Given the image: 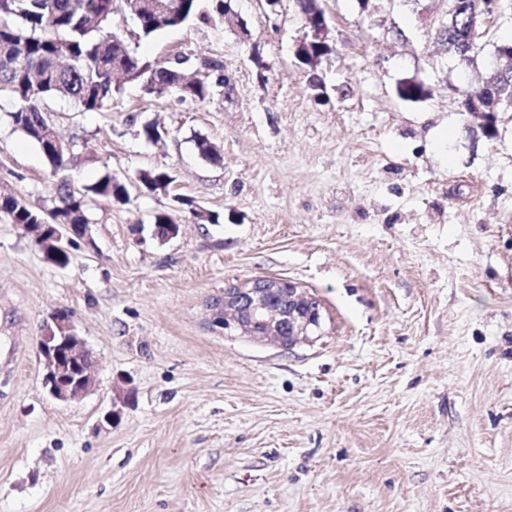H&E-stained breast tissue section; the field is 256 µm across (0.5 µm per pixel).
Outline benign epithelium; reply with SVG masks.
<instances>
[{
	"label": "benign epithelium",
	"mask_w": 512,
	"mask_h": 512,
	"mask_svg": "<svg viewBox=\"0 0 512 512\" xmlns=\"http://www.w3.org/2000/svg\"><path fill=\"white\" fill-rule=\"evenodd\" d=\"M326 20L310 29L296 49L326 44ZM512 103V84L492 95L475 91L463 105L469 114L492 123ZM209 323L226 336H241L292 349L310 343L319 332V302L305 289L280 278L257 277L224 287V296L209 302ZM43 385L61 402L81 399L95 387L93 351L79 336L72 316L57 309L44 322L37 338Z\"/></svg>",
	"instance_id": "benign-epithelium-1"
}]
</instances>
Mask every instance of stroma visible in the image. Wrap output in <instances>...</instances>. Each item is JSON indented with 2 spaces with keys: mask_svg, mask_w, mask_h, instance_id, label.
<instances>
[{
  "mask_svg": "<svg viewBox=\"0 0 512 512\" xmlns=\"http://www.w3.org/2000/svg\"><path fill=\"white\" fill-rule=\"evenodd\" d=\"M232 6L249 39L192 20L138 48L182 55L189 77L220 59L223 95L128 83L97 112L48 104L72 187L111 174L130 199L94 203L64 269L0 221V512H512V112L486 136L457 93L512 16L463 69L439 44L445 0H323L318 93L295 0ZM411 76L425 99L398 95ZM11 109L0 99V189L52 207ZM151 169L169 193L134 184ZM160 212L176 237L154 236ZM254 277L311 293L320 336L288 350L213 331L208 303ZM59 308L96 358L69 403L44 390L36 343Z\"/></svg>",
  "mask_w": 512,
  "mask_h": 512,
  "instance_id": "1",
  "label": "stroma"
}]
</instances>
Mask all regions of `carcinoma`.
Masks as SVG:
<instances>
[{
	"instance_id": "carcinoma-1",
	"label": "carcinoma",
	"mask_w": 512,
	"mask_h": 512,
	"mask_svg": "<svg viewBox=\"0 0 512 512\" xmlns=\"http://www.w3.org/2000/svg\"><path fill=\"white\" fill-rule=\"evenodd\" d=\"M456 3L458 7L448 15L440 37L448 53L466 66L477 53L482 21L469 10V0ZM169 4L164 12H147L137 20L126 14L122 25L115 28L116 0H0V98L12 102L9 116L13 125L39 147L56 178L53 207L46 209L23 197L0 193V219L18 225L43 224L51 235L58 224L92 223L91 202L95 197L121 204L129 200L127 183L110 174L83 192L72 190L67 171L73 151L54 154L43 142L47 100L67 98L85 111L96 112L127 82H136L157 97L176 92L183 101H204L221 92L224 74L219 61H203L206 78L180 90L176 87L182 76L179 60H150L130 46L131 39H149L192 19L224 17V0H210L207 10L200 0H169ZM12 56L22 58L25 67L4 66V58ZM196 148L204 160L221 162L220 151L207 139H197ZM136 182L150 193L165 192L173 177L163 170H142ZM175 201L197 222H219L218 214L199 208L189 199L177 197Z\"/></svg>"
}]
</instances>
